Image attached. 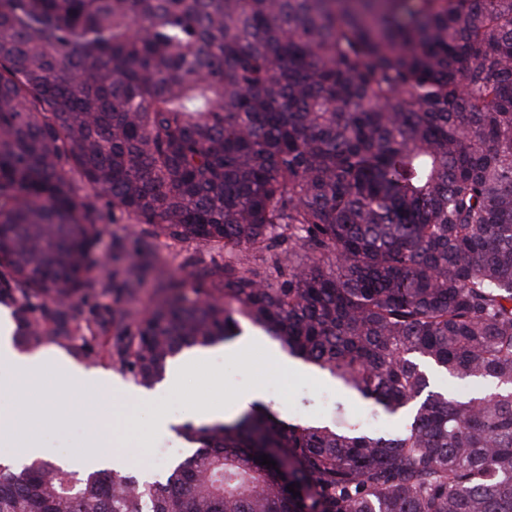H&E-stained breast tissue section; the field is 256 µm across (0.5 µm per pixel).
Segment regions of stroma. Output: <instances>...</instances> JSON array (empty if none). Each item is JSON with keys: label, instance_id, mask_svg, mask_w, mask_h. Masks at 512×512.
I'll return each mask as SVG.
<instances>
[{"label": "stroma", "instance_id": "35a3bbf8", "mask_svg": "<svg viewBox=\"0 0 512 512\" xmlns=\"http://www.w3.org/2000/svg\"><path fill=\"white\" fill-rule=\"evenodd\" d=\"M152 250L161 260V270L168 276L178 273L189 256L204 270L223 260L221 253L209 248L164 238L154 240ZM242 329L244 333L257 336L253 347L240 352L232 341L212 346L210 357L187 373L181 390L164 395L154 404L136 400L139 385L121 376L106 357H99L93 363L78 361V368L111 381H121L122 388L105 395L86 392L67 396L57 416L42 425L37 433L45 460L56 461V452L62 448L71 459V468H82V447L91 426L79 419L77 412L91 404L100 406L110 415L117 450L129 460L125 472L138 479L150 472V455L154 449L177 448L186 456L192 451L191 444L181 436L154 429L152 419L158 412L187 423L194 421L193 411L197 407L254 392L259 402L286 421L301 419L331 425L336 421V407L340 404L351 414L361 418L368 416V409L356 394L328 373L289 356L279 342L260 327L246 321ZM276 379L283 383L284 389L274 394L269 385Z\"/></svg>", "mask_w": 512, "mask_h": 512}]
</instances>
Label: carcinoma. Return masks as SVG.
I'll list each match as a JSON object with an SVG mask.
<instances>
[{"instance_id": "cac0c4a2", "label": "carcinoma", "mask_w": 512, "mask_h": 512, "mask_svg": "<svg viewBox=\"0 0 512 512\" xmlns=\"http://www.w3.org/2000/svg\"><path fill=\"white\" fill-rule=\"evenodd\" d=\"M159 237L224 264L155 278ZM4 304L81 360L108 319L148 388L244 318L403 425L254 403L163 479L0 467V512H512V0H0ZM106 227V232L97 245L96 255H102L107 260L97 267L96 273L101 278L112 281V238L127 239L139 228V225L132 219L118 217L116 224H112L111 221L110 224H106ZM435 377V384L438 387L448 389V392H453L458 396V394L464 396H475L478 392H480V388L474 382L462 381L453 378H449L446 373L438 372L435 370H431Z\"/></svg>"}]
</instances>
